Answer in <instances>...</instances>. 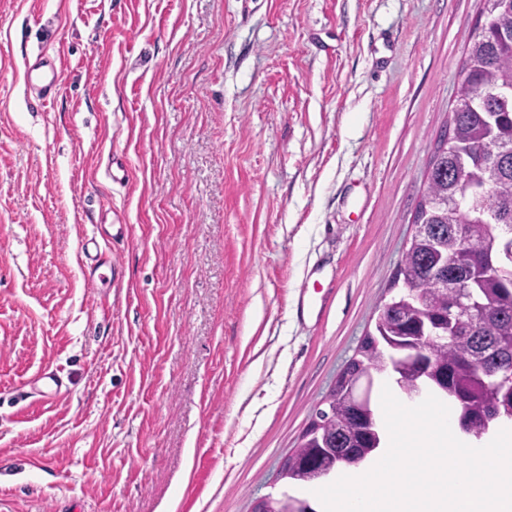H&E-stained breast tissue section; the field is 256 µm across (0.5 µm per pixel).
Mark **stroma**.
Listing matches in <instances>:
<instances>
[{
	"instance_id": "obj_1",
	"label": "stroma",
	"mask_w": 512,
	"mask_h": 512,
	"mask_svg": "<svg viewBox=\"0 0 512 512\" xmlns=\"http://www.w3.org/2000/svg\"><path fill=\"white\" fill-rule=\"evenodd\" d=\"M482 6L0 0V512L284 490L394 294ZM42 52L64 60L48 104L25 90ZM106 224L130 234L93 290ZM45 368L66 395L23 397ZM93 244L95 248V254L92 255L90 252L89 245ZM84 255L86 257V263L83 264L84 275L87 280V284L90 288H99L98 282H102L105 279V275L100 272L101 269L107 268L111 275L115 271V263L112 259V252L109 250H101L98 242L95 238L88 239L84 244Z\"/></svg>"
}]
</instances>
